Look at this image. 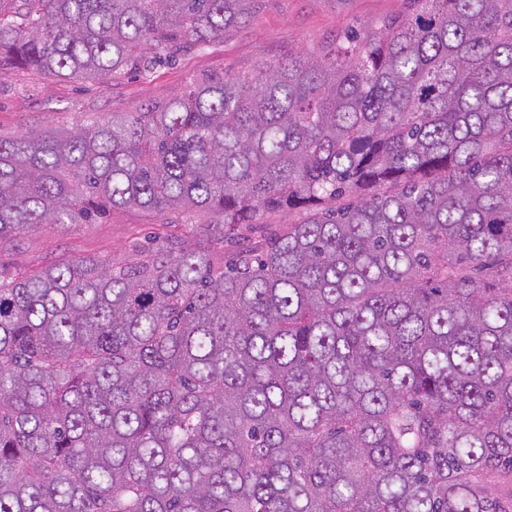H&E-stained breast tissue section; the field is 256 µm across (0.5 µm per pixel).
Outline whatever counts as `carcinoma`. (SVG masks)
I'll list each match as a JSON object with an SVG mask.
<instances>
[{"label": "carcinoma", "mask_w": 512, "mask_h": 512, "mask_svg": "<svg viewBox=\"0 0 512 512\" xmlns=\"http://www.w3.org/2000/svg\"><path fill=\"white\" fill-rule=\"evenodd\" d=\"M251 2L18 0L0 76L147 70ZM403 2L0 137V244L207 215L204 248L0 271V512H512V0ZM275 210L304 218L241 246Z\"/></svg>", "instance_id": "carcinoma-1"}]
</instances>
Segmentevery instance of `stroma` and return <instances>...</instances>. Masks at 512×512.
I'll list each match as a JSON object with an SVG mask.
<instances>
[{"label": "stroma", "mask_w": 512, "mask_h": 512, "mask_svg": "<svg viewBox=\"0 0 512 512\" xmlns=\"http://www.w3.org/2000/svg\"><path fill=\"white\" fill-rule=\"evenodd\" d=\"M402 0H256L246 23L148 71L82 80L16 68L0 77V136L91 123L172 97L204 76L254 72L288 53L317 51L360 25L399 15ZM185 243L183 225L136 209L95 224H44L0 245V268L32 271L80 257L132 260L149 238Z\"/></svg>", "instance_id": "35a3bbf8"}]
</instances>
